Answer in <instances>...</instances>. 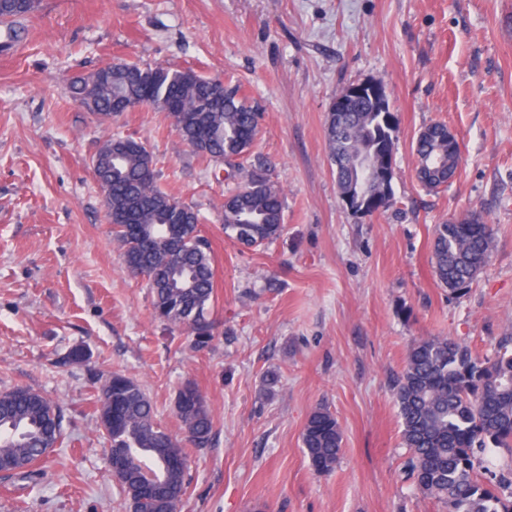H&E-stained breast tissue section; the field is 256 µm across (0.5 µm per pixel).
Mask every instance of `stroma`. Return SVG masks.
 I'll return each mask as SVG.
<instances>
[{"label": "stroma", "instance_id": "1", "mask_svg": "<svg viewBox=\"0 0 512 512\" xmlns=\"http://www.w3.org/2000/svg\"><path fill=\"white\" fill-rule=\"evenodd\" d=\"M40 2L0 23V391L57 403L66 438L34 479L0 474V512H130L98 430L102 372L137 381L175 436L178 388L202 393L213 441L186 450L179 512H442L403 474L392 385L415 339L486 352L512 323V0ZM119 62L230 79L259 105L253 150L284 192L281 237L256 250L225 237V185L166 113L103 124L67 94ZM368 78L400 125L395 200L359 218L337 192L325 123L340 90ZM433 122L457 132L463 156L436 194L412 152ZM111 131L144 142L159 187L199 214L216 282L206 343L154 319L112 244L91 166ZM469 211L494 225L496 248L455 298L433 273L432 228ZM320 406L343 433L328 475L301 444Z\"/></svg>", "mask_w": 512, "mask_h": 512}]
</instances>
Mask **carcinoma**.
<instances>
[{
  "instance_id": "cac0c4a2",
  "label": "carcinoma",
  "mask_w": 512,
  "mask_h": 512,
  "mask_svg": "<svg viewBox=\"0 0 512 512\" xmlns=\"http://www.w3.org/2000/svg\"><path fill=\"white\" fill-rule=\"evenodd\" d=\"M39 0H0V22L38 9ZM164 111L170 95L182 101L173 126L181 140L213 162L232 161L246 172L244 184L224 194V233L246 248L279 238L284 231L283 195L267 161L252 153L260 110L239 94L191 70L115 63L71 82L67 93L85 111L105 122L145 106ZM398 115L383 106L376 84L347 99L345 111H328L325 134L339 194L366 201L369 169L394 176ZM103 193L113 241L126 270L144 278L153 293V316L187 328L202 344L211 336L208 314L215 295V272L200 218L191 207L161 190L153 156L141 141L109 134L91 160ZM495 248L494 225L474 213L436 224L431 263L448 295L467 292L489 263ZM98 424L110 454L128 464L117 478L131 512H177L186 493L185 443H212V417L193 383L175 398V414L185 440L155 421L153 404L140 385L121 373L97 375ZM408 450L404 473L417 491L441 504L443 512H512V464L492 470L496 458H512V328L504 329L493 350L479 355L461 340L422 336L410 347L393 385ZM64 436L60 407L39 392L17 387L0 391V462L39 463L49 446ZM313 471L331 473L343 435L325 407L309 415L301 435ZM150 470L159 485L176 490L145 491Z\"/></svg>"
}]
</instances>
